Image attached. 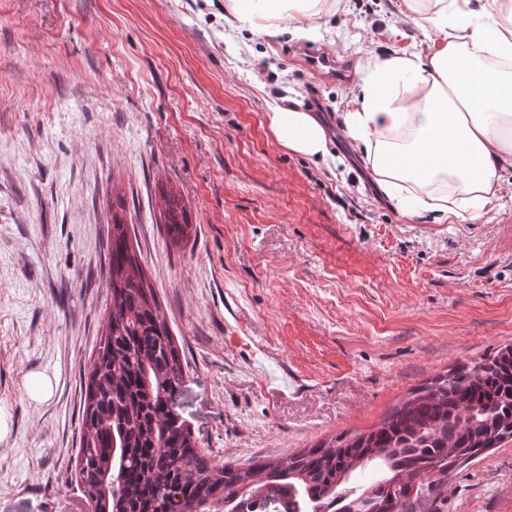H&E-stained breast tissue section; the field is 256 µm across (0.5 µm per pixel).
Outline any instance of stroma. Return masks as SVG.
<instances>
[{"instance_id": "35a3bbf8", "label": "stroma", "mask_w": 512, "mask_h": 512, "mask_svg": "<svg viewBox=\"0 0 512 512\" xmlns=\"http://www.w3.org/2000/svg\"><path fill=\"white\" fill-rule=\"evenodd\" d=\"M314 27L228 41L224 0H0V512L82 510L116 193L187 363L170 403L217 461L367 431L512 344V168L492 211L439 224L403 215L341 132L366 60L426 53L433 30L403 0H341ZM321 51L346 76L316 75ZM291 89L326 157L276 140ZM161 185L197 229L179 247L156 222ZM442 512H512L511 438L451 472Z\"/></svg>"}]
</instances>
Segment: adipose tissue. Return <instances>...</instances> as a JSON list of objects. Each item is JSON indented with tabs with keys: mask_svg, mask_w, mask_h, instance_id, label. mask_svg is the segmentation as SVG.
<instances>
[{
	"mask_svg": "<svg viewBox=\"0 0 512 512\" xmlns=\"http://www.w3.org/2000/svg\"><path fill=\"white\" fill-rule=\"evenodd\" d=\"M414 20L434 27L426 55L391 56L367 66L345 132L359 142L383 193L407 216L422 211L448 220L455 210L432 185L458 181L467 208L499 201L498 171L512 168V71L488 56L512 61V0H406ZM336 0H225L233 26L257 35L283 32L287 19L309 20ZM271 129L293 152L327 151L317 118L292 106L275 107Z\"/></svg>",
	"mask_w": 512,
	"mask_h": 512,
	"instance_id": "ef3b65f1",
	"label": "adipose tissue"
}]
</instances>
